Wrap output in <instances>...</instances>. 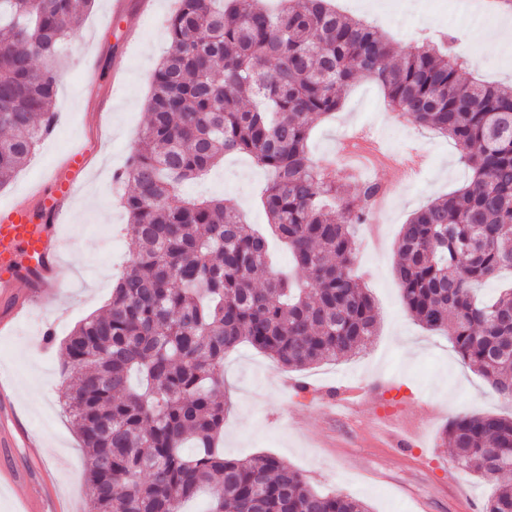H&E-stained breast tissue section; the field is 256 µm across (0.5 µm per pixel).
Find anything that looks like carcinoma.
<instances>
[{
    "mask_svg": "<svg viewBox=\"0 0 512 512\" xmlns=\"http://www.w3.org/2000/svg\"><path fill=\"white\" fill-rule=\"evenodd\" d=\"M94 0H0V186L55 122L53 61ZM151 78L148 122L116 179L133 249L106 308L64 342V396L86 452L89 512H369L315 492L271 455L224 459V357L242 343L290 370L351 357L376 335L371 295L352 274L354 224L379 185L350 186L310 154L311 116L358 78L387 105L453 140L464 186L416 212L397 243L408 314L452 336L465 362L512 402V287L474 286L512 269V90L460 79L434 44L396 50L330 0H178ZM231 153L274 175L262 198L301 282L268 261L267 239L222 199L183 197ZM454 462L512 473V416L461 415L444 430ZM485 512H512L501 482Z\"/></svg>",
    "mask_w": 512,
    "mask_h": 512,
    "instance_id": "cac0c4a2",
    "label": "carcinoma"
}]
</instances>
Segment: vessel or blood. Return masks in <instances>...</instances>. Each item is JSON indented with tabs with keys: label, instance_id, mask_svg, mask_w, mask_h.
I'll use <instances>...</instances> for the list:
<instances>
[{
	"label": "vessel or blood",
	"instance_id": "vessel-or-blood-1",
	"mask_svg": "<svg viewBox=\"0 0 512 512\" xmlns=\"http://www.w3.org/2000/svg\"><path fill=\"white\" fill-rule=\"evenodd\" d=\"M90 160L88 147L72 149L34 201L0 210V321L10 322L31 303L68 292L71 278L61 260L60 227ZM12 395L0 382L1 448H22L29 442Z\"/></svg>",
	"mask_w": 512,
	"mask_h": 512
}]
</instances>
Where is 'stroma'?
Returning <instances> with one entry per match:
<instances>
[{
    "instance_id": "stroma-1",
    "label": "stroma",
    "mask_w": 512,
    "mask_h": 512,
    "mask_svg": "<svg viewBox=\"0 0 512 512\" xmlns=\"http://www.w3.org/2000/svg\"><path fill=\"white\" fill-rule=\"evenodd\" d=\"M336 0L347 15L367 18L397 50L444 34L456 38L463 79L476 77L512 86V45L492 46L471 37L474 23L494 25L502 13L486 0ZM177 0H96L77 27L58 65V120L28 164L0 188V208L24 197L50 176L62 157L79 144L100 142L96 165L83 176L68 207L62 261L71 292L57 307L39 312V322L22 316L0 333V374L30 382L36 395L18 393L21 416L40 447L8 448L13 466L31 474L28 484L0 491V512H19L22 499L37 498L43 485L86 512V461L81 443L60 406L68 382L62 372L64 339L76 324L105 307L131 250L114 180L128 162L147 120L151 75L166 47L164 19ZM100 80L88 84L87 64ZM334 115L316 119L312 154L334 163L343 177L367 178L391 187L368 223L355 228L356 274L371 294L378 315L374 340L359 354L302 371H291L249 344L224 359V456L245 459L273 454L301 470L323 492L340 491L363 501L370 512H468L483 507L496 484L455 468L443 431L461 414L512 416L487 380L464 364L448 337L426 330L406 312L394 273L400 231L414 213L458 190L468 177L460 152L447 137L391 112L380 87L360 79L342 94ZM268 173L246 155H229L205 179L186 191L217 197L243 212L247 223L264 225L259 197ZM307 392L297 393L296 383ZM399 396L403 427L420 429V446L408 454L379 450L367 416L382 393ZM350 401L354 415H334L335 399Z\"/></svg>"
}]
</instances>
